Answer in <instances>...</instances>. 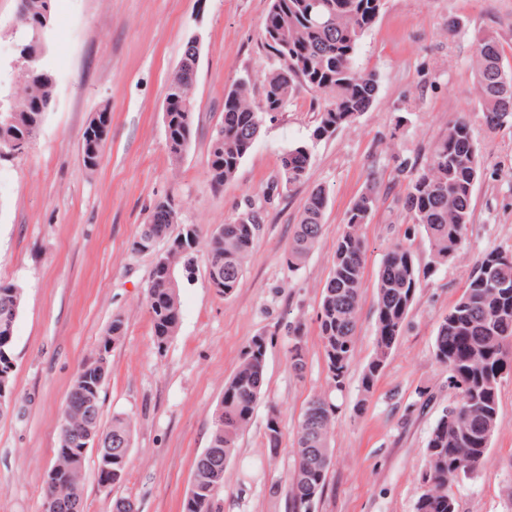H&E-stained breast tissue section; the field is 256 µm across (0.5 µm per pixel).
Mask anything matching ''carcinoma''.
<instances>
[{"label": "carcinoma", "mask_w": 512, "mask_h": 512, "mask_svg": "<svg viewBox=\"0 0 512 512\" xmlns=\"http://www.w3.org/2000/svg\"><path fill=\"white\" fill-rule=\"evenodd\" d=\"M53 0H20L25 22L19 24L20 50L48 51L37 37L44 13ZM384 0H270L263 25V44L272 60L261 81L262 105H254L251 77L239 78L224 95V116L213 133L206 159V173L215 189L232 180L258 138L266 117L283 112L300 91L316 96V126L313 138L333 135L353 123L371 106L379 77L355 64L357 46L379 17ZM199 55L186 45L173 73L176 84L168 85L166 99L190 100L196 81ZM482 118L491 131L512 130V66L505 63L497 41L480 40L472 63ZM19 92L0 98V150L21 139L34 142L46 113L54 102V73L36 65L20 70ZM170 156L179 160L189 147L194 129V111L177 107L164 125ZM110 130H97L89 123L83 134V164L97 169L105 156ZM311 154L306 145L288 148L282 154L280 180L284 186L302 181ZM410 180L402 201L407 223L424 233L433 266L456 259L473 220L471 206L479 158L467 116L448 122L421 163L402 161ZM379 199L377 182H371L353 202L346 227L336 242L330 277L323 288L318 328L327 369L329 389L307 401L295 441L296 463L288 491L289 512H315L327 482L335 449L330 430L338 405L335 394L343 392L354 354L365 262V244L360 234L369 223ZM327 195L313 190L304 204L299 224L285 252L288 268L299 266L322 235ZM177 224V212L167 200L156 202L131 249L142 253L160 244L173 252V264L154 262L147 281V308L157 353L166 351L179 325V289L172 281L191 273L195 252L206 244V269L210 285L230 297L240 284L245 261L260 231V218L250 211L219 225L208 236L193 224ZM408 235L394 240L385 250L376 284V334L373 354L362 371L361 398L356 412L366 409L375 384L395 349L403 325L420 288V264ZM23 290L13 283H0V382L8 403L13 394L14 326L20 314ZM125 332V319L112 317L98 351L79 367L68 399L79 413L84 403L93 407L96 432L132 447L130 418L112 416L101 422L100 394L109 376V353ZM267 339L254 336L245 346L237 371L224 383L220 414L212 419L210 443L195 461L193 479L183 512H223L221 493L224 471L243 431L248 426L265 383ZM291 368L300 376L306 367L302 336L295 333L288 350ZM435 361L448 371V387L457 398L448 405L431 431L426 449V469L415 512H457L452 487L477 474L487 457L499 412L502 380L512 375V260L493 248L478 255L468 274L463 294L440 322L434 343ZM86 419L60 431L56 459L45 476V498L66 494L82 501L80 484L67 485L59 467L82 465L88 451L70 443L67 435L79 433ZM266 446L277 456L281 446L279 416L272 410L265 425ZM128 454L112 455V486L124 480Z\"/></svg>", "instance_id": "cac0c4a2"}]
</instances>
